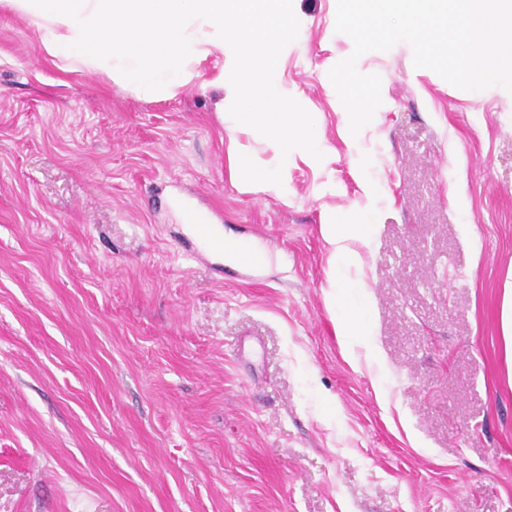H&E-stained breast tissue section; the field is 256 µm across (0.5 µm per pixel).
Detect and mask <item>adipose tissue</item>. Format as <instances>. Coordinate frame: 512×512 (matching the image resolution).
I'll use <instances>...</instances> for the list:
<instances>
[{
    "instance_id": "ef3b65f1",
    "label": "adipose tissue",
    "mask_w": 512,
    "mask_h": 512,
    "mask_svg": "<svg viewBox=\"0 0 512 512\" xmlns=\"http://www.w3.org/2000/svg\"><path fill=\"white\" fill-rule=\"evenodd\" d=\"M0 9L24 16L40 35L47 56L63 67L106 74L150 98L212 85L222 92L220 118L226 157L241 192L288 198V158L314 160L324 150L304 113L268 76L276 49L291 33L288 0H0ZM219 64L206 76L211 57ZM266 141L272 151L257 162L241 135ZM375 224L365 211L330 216L320 227L329 247L326 304L346 345L360 346L377 362L371 310L360 268Z\"/></svg>"
}]
</instances>
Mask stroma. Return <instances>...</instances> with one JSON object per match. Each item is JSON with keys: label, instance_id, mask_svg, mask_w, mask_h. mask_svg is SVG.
Here are the masks:
<instances>
[{"label": "stroma", "instance_id": "stroma-1", "mask_svg": "<svg viewBox=\"0 0 512 512\" xmlns=\"http://www.w3.org/2000/svg\"><path fill=\"white\" fill-rule=\"evenodd\" d=\"M288 16L272 76L331 150L283 202L231 180L217 88L138 97L0 12V512H512V94L401 42L359 58L382 103L351 135L336 0ZM184 203L269 262L189 244ZM352 207L373 368L325 300Z\"/></svg>", "mask_w": 512, "mask_h": 512}]
</instances>
